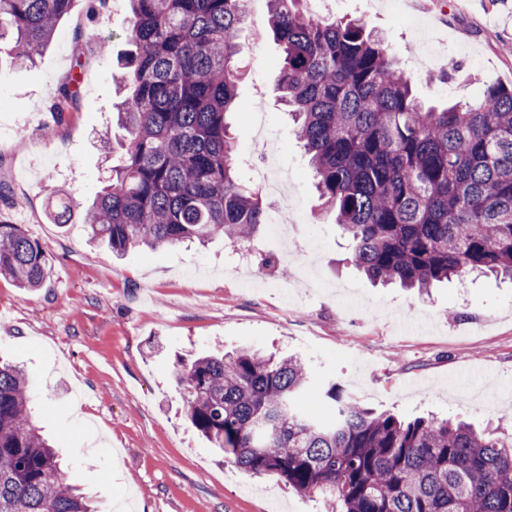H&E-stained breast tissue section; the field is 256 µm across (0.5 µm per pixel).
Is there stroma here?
Instances as JSON below:
<instances>
[{"mask_svg":"<svg viewBox=\"0 0 512 512\" xmlns=\"http://www.w3.org/2000/svg\"><path fill=\"white\" fill-rule=\"evenodd\" d=\"M339 18L379 31L431 104L512 86V0H329ZM127 0H73L33 67L0 53V221L22 225L53 261L42 288L0 278V358L33 382L35 423L101 512H332L276 475L248 476L183 419L173 358L185 351L249 348L300 353L316 385L306 401L326 413L319 385L333 382L362 404L406 419L462 416L512 433V282L471 276L421 294L371 283L347 261L346 238L323 212L311 169L280 101L282 51L244 25V75L231 118L237 163L249 189L264 129L292 176L297 202L285 238L263 226L247 266L223 239L204 248H142L118 257L88 242L83 214L119 155L103 138L113 79L130 44ZM92 35L83 50L77 34ZM460 69L446 75L448 62ZM79 79L81 110L55 126L57 86ZM264 101L255 126L248 103ZM266 139V140H267ZM70 195L68 223H53L51 191Z\"/></svg>","mask_w":512,"mask_h":512,"instance_id":"1","label":"stroma"}]
</instances>
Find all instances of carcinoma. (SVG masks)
<instances>
[{"label":"carcinoma","instance_id":"1","mask_svg":"<svg viewBox=\"0 0 512 512\" xmlns=\"http://www.w3.org/2000/svg\"><path fill=\"white\" fill-rule=\"evenodd\" d=\"M311 0H268L283 48L277 76L323 208L373 282L426 290L472 273L512 280V88L437 108L385 40L360 20L318 14ZM72 0H0V47L27 65L52 41ZM135 47L116 83L127 133L121 163L85 211L90 240L129 250L252 240L269 206L237 166L230 115L241 72L247 0H128ZM55 126L80 111L75 80L53 100ZM56 224L69 197L48 199ZM50 255L19 224L0 222V276L35 291ZM187 422L253 476L273 473L337 512H512V436L463 421H403L346 397L301 408L310 376L296 355L255 350L180 358ZM32 384L0 362V512H97L31 413Z\"/></svg>","mask_w":512,"mask_h":512}]
</instances>
